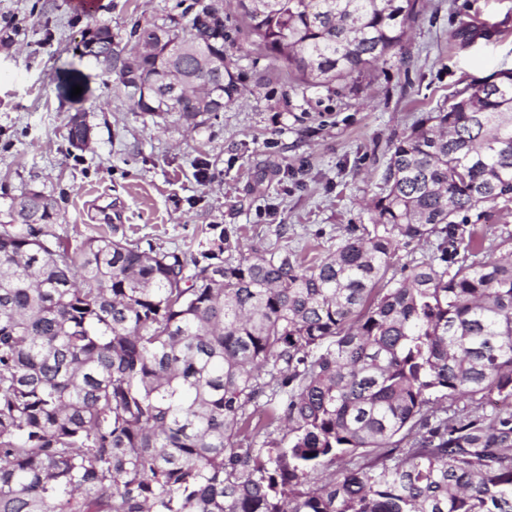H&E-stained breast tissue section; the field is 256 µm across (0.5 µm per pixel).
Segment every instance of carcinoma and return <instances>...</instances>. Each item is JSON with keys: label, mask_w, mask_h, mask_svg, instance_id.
<instances>
[{"label": "carcinoma", "mask_w": 512, "mask_h": 512, "mask_svg": "<svg viewBox=\"0 0 512 512\" xmlns=\"http://www.w3.org/2000/svg\"><path fill=\"white\" fill-rule=\"evenodd\" d=\"M258 45L304 86L401 47L416 0H237ZM82 40L96 61L112 30ZM134 110L196 128L173 87L224 58L202 4L134 21ZM214 96H239L210 70ZM91 127L69 123L87 144ZM512 205V70L471 84L392 147L362 224L311 265L288 251L190 258L56 234L52 195L0 226V512H512V232L469 213ZM436 238L402 266L399 251ZM481 256L478 261L469 257ZM273 432L251 426L261 397ZM464 401L458 410L454 405Z\"/></svg>", "instance_id": "1"}]
</instances>
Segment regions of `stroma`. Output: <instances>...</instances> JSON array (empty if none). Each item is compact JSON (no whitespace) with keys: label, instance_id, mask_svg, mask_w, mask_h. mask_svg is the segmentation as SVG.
<instances>
[{"label":"stroma","instance_id":"stroma-1","mask_svg":"<svg viewBox=\"0 0 512 512\" xmlns=\"http://www.w3.org/2000/svg\"><path fill=\"white\" fill-rule=\"evenodd\" d=\"M224 10V63L240 95L189 130L134 111L80 57L87 27L112 29L128 57L133 19L170 13L190 22L198 0H0V221L10 197L54 195L55 231L77 244L106 233L164 252H196L212 226L237 230L244 248L324 257L351 226L368 223L393 143L448 97L512 69V0H417L399 53L329 87L300 86ZM470 23L471 43L449 41ZM80 86L71 96L64 82ZM93 131L71 148L70 115Z\"/></svg>","mask_w":512,"mask_h":512}]
</instances>
